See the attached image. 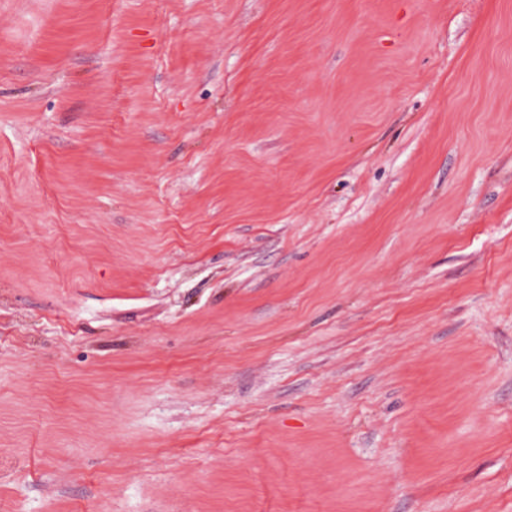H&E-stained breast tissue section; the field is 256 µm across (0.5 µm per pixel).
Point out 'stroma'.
<instances>
[{
  "label": "stroma",
  "mask_w": 512,
  "mask_h": 512,
  "mask_svg": "<svg viewBox=\"0 0 512 512\" xmlns=\"http://www.w3.org/2000/svg\"><path fill=\"white\" fill-rule=\"evenodd\" d=\"M0 512H512V0H0Z\"/></svg>",
  "instance_id": "stroma-1"
}]
</instances>
